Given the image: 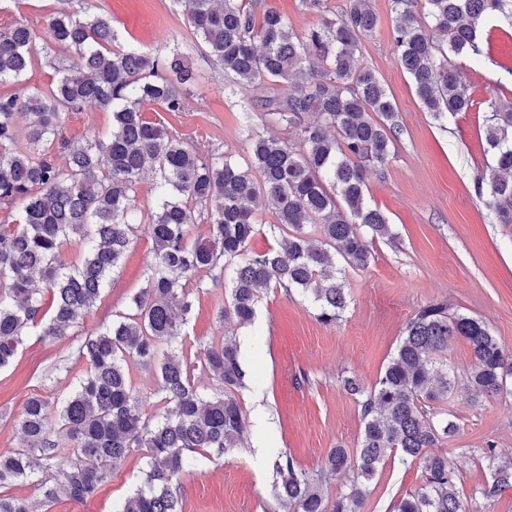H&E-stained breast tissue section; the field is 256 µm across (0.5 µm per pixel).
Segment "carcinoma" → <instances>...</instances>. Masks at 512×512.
<instances>
[{
    "label": "carcinoma",
    "instance_id": "cac0c4a2",
    "mask_svg": "<svg viewBox=\"0 0 512 512\" xmlns=\"http://www.w3.org/2000/svg\"><path fill=\"white\" fill-rule=\"evenodd\" d=\"M196 40L188 46L224 71L226 87L283 83L289 92L265 99L267 121L293 129L294 139L265 136L245 113L249 153L244 162L221 154L203 158L144 109L158 104L180 112L194 72L176 47L164 57L117 45L104 14L62 13L46 21L39 38L28 23L0 29V82L21 81L38 53L59 74L48 91L30 87L0 95V203L21 201L22 224L0 225V369L9 366L29 335L61 339L95 307L139 228L137 185L156 177V200L144 231L151 240L146 285L130 311L86 334L79 354L88 363L67 396H30L19 419L23 446L0 454V489L27 482L50 507L64 497H93L135 450L145 452L143 483L120 512H182L178 476L195 455L217 456L245 447L246 421L236 393L247 373L236 340L226 336L204 350L203 367L217 383L210 396L191 383V364L177 346L193 307L191 280L200 272L224 283L219 318L252 322L261 295L297 289L317 306L324 324L346 310L345 271L374 260L372 243L393 237L384 214L367 203L368 174L382 175L398 135L397 109L384 85L360 62L361 40L377 27L371 0H346L328 16L326 0H301L319 22L297 34L272 7L256 23L253 0H182ZM394 0L397 62L410 76L427 111L467 112L473 106L456 61L481 54L480 21L499 13L512 22V0ZM74 52L68 64L52 54ZM86 103L112 112L106 138L78 147L51 145L61 116ZM485 142L495 159L476 180L477 194L500 224H512V102L489 100ZM317 115L306 123L303 116ZM28 149H16L19 137ZM267 207L276 246L256 257L249 243L259 232L254 218ZM208 233L191 241L194 213ZM82 247L75 264L62 260L64 245ZM51 314L39 322L42 296ZM467 341L474 370L472 398H489L512 378V354L484 321L450 314L430 303L410 318L383 372L370 390L346 386L360 407L363 434L356 453L329 449L322 472L299 469L293 456L274 462L277 501L290 512H362L369 483L393 454L416 463L419 491L394 499L389 512H461L457 475L448 457L432 452L457 431L437 418L435 403L455 389V376L440 360L448 342ZM153 368L164 393V412L142 411L129 364ZM489 479L479 493L491 500L512 488V458L495 445L482 451ZM353 472L347 492L329 500L326 479ZM0 512H32L28 499L0 493Z\"/></svg>",
    "mask_w": 512,
    "mask_h": 512
}]
</instances>
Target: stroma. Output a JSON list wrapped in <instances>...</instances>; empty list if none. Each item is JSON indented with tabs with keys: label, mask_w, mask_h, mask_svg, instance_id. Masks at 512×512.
<instances>
[{
	"label": "stroma",
	"mask_w": 512,
	"mask_h": 512,
	"mask_svg": "<svg viewBox=\"0 0 512 512\" xmlns=\"http://www.w3.org/2000/svg\"><path fill=\"white\" fill-rule=\"evenodd\" d=\"M372 6L378 25L362 40L359 58L377 73L395 102L400 132L383 175L369 177L365 195L388 218L394 237L375 241V259L368 268L346 271L351 302L330 325L317 320L310 302L281 288L262 295L251 325L220 322L217 311L226 300L224 289L199 273L201 290L194 296L182 338L191 376L203 393H211L214 384L202 367L200 351L222 336L235 337L248 372L238 399L249 415L254 395L262 394L269 419L263 430L247 422L245 448L220 458L196 457L179 477L183 512H280L272 491L279 453H291L300 469L314 474L329 448H357L363 432L360 408L343 381L353 376L371 386L405 324L428 303L442 302L450 311L483 319L512 351V226L497 223L475 191L477 175L492 160L485 151L487 102L501 89H512V26L495 18L485 22L481 56L460 64L474 105L438 120L423 107L396 61L393 0H372ZM69 7L68 0H0V28L26 21L39 29L48 15ZM83 7L87 13L110 16L118 42L126 48L163 56L191 37L179 0H85ZM186 62L197 82L183 110L168 112L151 105L146 118L163 123L202 154L247 156L243 114L261 116L260 98L281 93V86L230 93L220 67L199 52H189ZM61 127L66 140L82 145L109 134L112 114L88 104L64 115ZM150 259L151 241L139 235L82 328L59 341L31 330L14 362L0 370V452L21 446L17 421L31 395L56 399L85 374L80 340L128 312L132 296L145 285ZM445 356L457 384L444 408L459 431L438 450L456 469L461 506L464 512H512V488L492 502L478 492L488 477L482 460L486 444L494 443L499 453L512 456V390L490 400H471L466 376L473 358L467 343L451 340ZM145 467L142 452H134L82 504L63 500L43 508L26 483L13 486L11 493L32 499L33 512H120ZM420 485L416 465L386 459L370 483L366 512H388L393 497L415 492Z\"/></svg>",
	"instance_id": "1"
}]
</instances>
